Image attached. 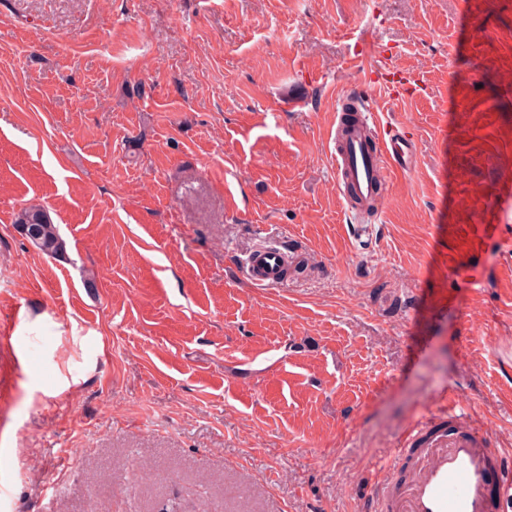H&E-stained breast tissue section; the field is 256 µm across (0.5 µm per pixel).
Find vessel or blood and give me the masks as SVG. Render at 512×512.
I'll return each instance as SVG.
<instances>
[{"label": "vessel or blood", "instance_id": "vessel-or-blood-1", "mask_svg": "<svg viewBox=\"0 0 512 512\" xmlns=\"http://www.w3.org/2000/svg\"><path fill=\"white\" fill-rule=\"evenodd\" d=\"M357 102V122L336 156V181L348 200L383 197L390 170L408 171L417 148L404 131L379 130L377 104L366 90H344L336 97ZM285 255L272 245L254 248L244 273L252 285L265 288L285 281ZM416 473L395 502L376 495V512H491L490 487L502 461L489 434L456 414L447 427L430 435L416 460Z\"/></svg>", "mask_w": 512, "mask_h": 512}]
</instances>
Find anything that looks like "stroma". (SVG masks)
I'll list each match as a JSON object with an SVG mask.
<instances>
[{
	"instance_id": "stroma-1",
	"label": "stroma",
	"mask_w": 512,
	"mask_h": 512,
	"mask_svg": "<svg viewBox=\"0 0 512 512\" xmlns=\"http://www.w3.org/2000/svg\"><path fill=\"white\" fill-rule=\"evenodd\" d=\"M379 84L417 158L356 237L333 104ZM505 208L512 0H0V512H367L454 398L512 469ZM17 232L33 247L50 256H60L65 244L48 209L40 205L21 208L14 216ZM285 253L274 245L254 248L245 263L246 278L256 287H277L286 279L283 273ZM97 354L91 355L89 357H85L83 369L78 374L73 375L71 370L69 369L68 377L66 374H63L59 369L57 373L56 383L53 387L50 388H42V392L47 397H54L66 390L71 389L72 387L78 386L81 382L86 380V375L90 372H93L96 369L97 363Z\"/></svg>"
}]
</instances>
